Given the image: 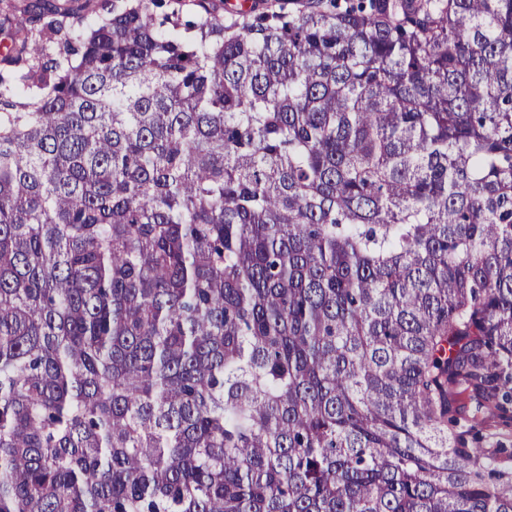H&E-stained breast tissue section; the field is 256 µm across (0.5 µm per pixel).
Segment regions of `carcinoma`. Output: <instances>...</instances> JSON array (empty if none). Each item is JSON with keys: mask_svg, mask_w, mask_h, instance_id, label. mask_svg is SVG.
Wrapping results in <instances>:
<instances>
[{"mask_svg": "<svg viewBox=\"0 0 512 512\" xmlns=\"http://www.w3.org/2000/svg\"><path fill=\"white\" fill-rule=\"evenodd\" d=\"M174 17L13 14L0 512H512V0Z\"/></svg>", "mask_w": 512, "mask_h": 512, "instance_id": "obj_1", "label": "carcinoma"}]
</instances>
